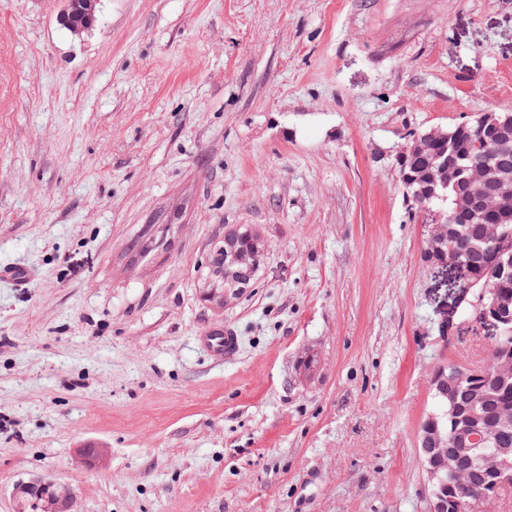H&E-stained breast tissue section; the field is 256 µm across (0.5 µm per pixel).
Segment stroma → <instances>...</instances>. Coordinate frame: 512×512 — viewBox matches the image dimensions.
<instances>
[{
    "instance_id": "obj_1",
    "label": "stroma",
    "mask_w": 512,
    "mask_h": 512,
    "mask_svg": "<svg viewBox=\"0 0 512 512\" xmlns=\"http://www.w3.org/2000/svg\"><path fill=\"white\" fill-rule=\"evenodd\" d=\"M66 6L0 0V512L37 479L75 512H423L432 375L494 331L440 336L394 158L512 113V0ZM228 224L266 261L220 306ZM99 0H69L68 7L61 15L60 21L65 27L84 31L96 21V9ZM199 344L207 349L217 359L231 356L237 348V339L233 333L224 326L211 328L198 338Z\"/></svg>"
}]
</instances>
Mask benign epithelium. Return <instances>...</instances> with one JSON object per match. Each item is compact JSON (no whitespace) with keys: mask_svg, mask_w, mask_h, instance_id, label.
Segmentation results:
<instances>
[{"mask_svg":"<svg viewBox=\"0 0 512 512\" xmlns=\"http://www.w3.org/2000/svg\"><path fill=\"white\" fill-rule=\"evenodd\" d=\"M99 0H68V7L61 15V23L82 31L90 28L96 21V9ZM477 130L491 147L487 161L468 169L464 173L450 161L443 162L435 174L408 176V181L425 179L429 182L430 195H436V186L452 187L455 192L453 214L468 213L473 223L481 225L480 240L495 253V264L487 272L485 280L495 278L506 271H512V245L506 243L498 233L497 225L484 220L488 212L498 209L512 210V115L500 117L494 112H482L477 118ZM444 139L439 128H433L420 139H413L400 151L401 159L425 150L431 143ZM448 236V226L441 217L434 218L427 238L429 262L444 265L454 271L462 280L455 305L448 312V319L442 322L441 333L449 337L458 330L455 316L474 294L473 306L477 310L476 321L493 327L499 334L512 329V300L502 297L499 291L487 288V284L478 279L463 276L471 267V262L463 254L443 249ZM470 379V375L459 365L450 367V372L438 369L431 385L439 393L451 397ZM483 397L475 396L470 410L464 417L452 418V431L439 427L435 418H430L421 434L424 450L423 465L428 476L429 493L426 499V512H447L444 496L448 473L471 478L465 462L473 457L476 444L484 435L486 426L483 416L477 411V405ZM484 473L500 481L512 479V448H497L482 461ZM490 495L481 493L459 503L461 512H486V503Z\"/></svg>","mask_w":512,"mask_h":512,"instance_id":"7a95c632","label":"benign epithelium"}]
</instances>
